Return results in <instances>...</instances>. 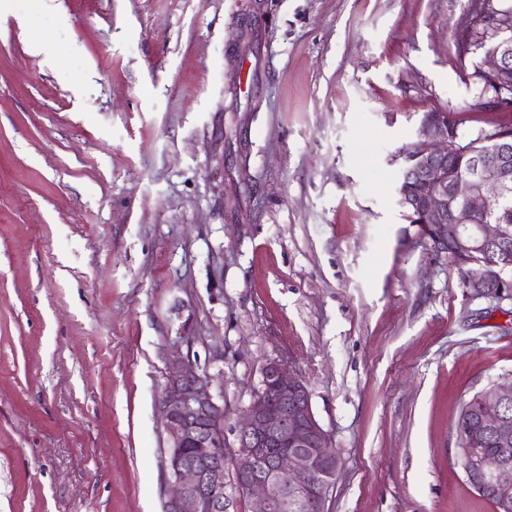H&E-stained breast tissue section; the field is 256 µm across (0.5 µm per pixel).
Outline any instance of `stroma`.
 <instances>
[{
    "mask_svg": "<svg viewBox=\"0 0 512 512\" xmlns=\"http://www.w3.org/2000/svg\"><path fill=\"white\" fill-rule=\"evenodd\" d=\"M468 3L0 0V512H164L179 353L228 426L268 361L306 380L327 512H495L455 422L512 381V302L397 203L423 113L506 118Z\"/></svg>",
    "mask_w": 512,
    "mask_h": 512,
    "instance_id": "1",
    "label": "stroma"
}]
</instances>
